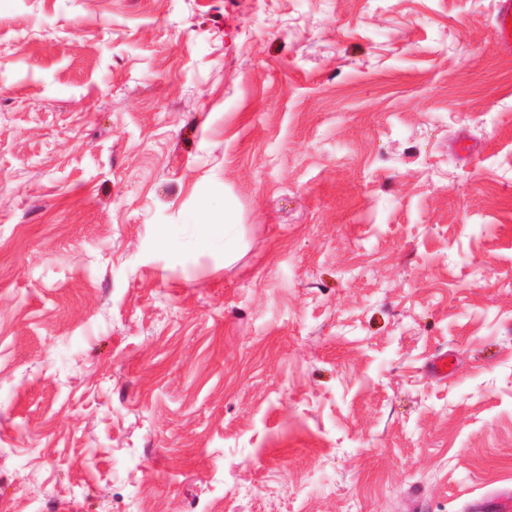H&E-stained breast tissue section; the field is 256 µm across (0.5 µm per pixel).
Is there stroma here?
<instances>
[{
    "instance_id": "1",
    "label": "stroma",
    "mask_w": 512,
    "mask_h": 512,
    "mask_svg": "<svg viewBox=\"0 0 512 512\" xmlns=\"http://www.w3.org/2000/svg\"><path fill=\"white\" fill-rule=\"evenodd\" d=\"M497 10L0 0V512H470L512 486ZM220 208L233 262L171 241Z\"/></svg>"
}]
</instances>
